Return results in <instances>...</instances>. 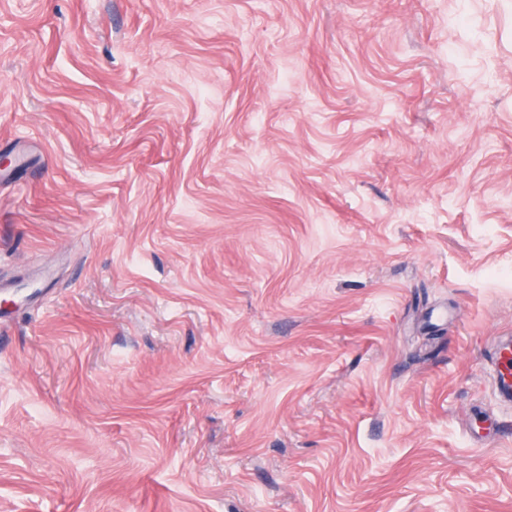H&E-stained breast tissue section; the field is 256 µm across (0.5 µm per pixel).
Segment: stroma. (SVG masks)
Here are the masks:
<instances>
[{
    "label": "stroma",
    "mask_w": 512,
    "mask_h": 512,
    "mask_svg": "<svg viewBox=\"0 0 512 512\" xmlns=\"http://www.w3.org/2000/svg\"><path fill=\"white\" fill-rule=\"evenodd\" d=\"M0 155V512H512V0H0ZM512 349L509 344L500 347L495 353L494 364L497 369L496 392L498 397H504L508 400L512 398V375L503 369L505 359L510 357L508 351Z\"/></svg>",
    "instance_id": "obj_1"
}]
</instances>
